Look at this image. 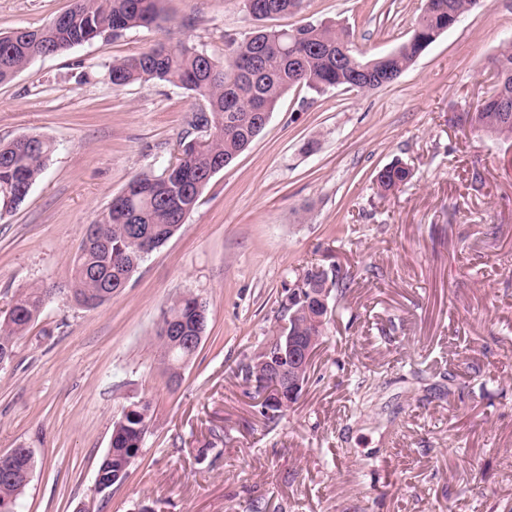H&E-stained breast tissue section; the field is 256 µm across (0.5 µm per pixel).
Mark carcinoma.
Here are the masks:
<instances>
[{"label":"carcinoma","instance_id":"1","mask_svg":"<svg viewBox=\"0 0 512 512\" xmlns=\"http://www.w3.org/2000/svg\"><path fill=\"white\" fill-rule=\"evenodd\" d=\"M417 20L421 35L411 36L398 49L368 58L350 38L347 29L333 22L301 24L291 29L257 28L251 36L228 43L220 62L184 41L160 42L131 57L112 60L108 77L120 87L134 82L159 80L190 91L199 108L189 125L198 130L212 125L214 133L194 144L186 134L178 143V154L166 169V178L150 172L134 175L112 199V207L97 224L103 244L82 249L73 258L76 303L104 304L112 293L123 289L145 261L147 249H157L184 223L196 207L211 178L215 164L230 163L264 126L260 114L274 112L289 89L304 86L319 94L343 86L370 90L396 80L419 56L448 30L449 15L462 17L480 5V0H429ZM160 0H72L64 11L65 23L48 24L28 33L18 29L0 35V83L11 80L28 67L33 55L54 56L96 40L116 39L136 28L158 25L162 18ZM243 11L262 21L278 15L298 14L304 0H242ZM350 43L349 55L337 57L336 44ZM495 89L512 102V40L503 41L493 60ZM456 123L496 140H512V116L499 105L484 99L457 115ZM31 145L21 150L10 142L0 144V216L16 210L23 198L21 189L31 190L55 151L54 144L40 136L29 137ZM413 177L407 164L395 160L376 175L377 194L408 183ZM50 292L29 288L13 299L0 316V350L15 348L32 323L40 316ZM197 297L184 294L174 298L163 311L158 337L161 363L172 371L196 351L172 348L164 337L165 327L182 336H192L198 318L192 308ZM293 317L295 335L319 345L326 328L316 321V311L296 312L281 302L280 318ZM280 383L272 378L255 387L262 398L261 414L275 425L297 399L278 397ZM151 421V405L146 400L125 406L112 429L110 448L99 462L97 474L108 487L123 484L133 464L131 457L142 451L138 443ZM33 456H21L0 464V504L20 512V496L32 472Z\"/></svg>","mask_w":512,"mask_h":512}]
</instances>
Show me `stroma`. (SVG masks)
Listing matches in <instances>:
<instances>
[{
	"label": "stroma",
	"mask_w": 512,
	"mask_h": 512,
	"mask_svg": "<svg viewBox=\"0 0 512 512\" xmlns=\"http://www.w3.org/2000/svg\"><path fill=\"white\" fill-rule=\"evenodd\" d=\"M71 0H0V33L39 28ZM160 27L36 59L0 83V141L56 151L0 218V312L30 287L49 303L0 367V454L31 449L21 512H512V141L453 126L491 90L512 0H484L387 86L295 87L216 173L128 285L87 310L71 294L86 229L189 131L190 92L120 88L113 59L172 38L223 59L256 26L241 0H163ZM424 0H306L269 27L333 21L374 57L412 35ZM413 171L379 197L377 173ZM480 172L482 183L472 181ZM348 282L303 391L268 426L240 374L276 332L289 284L313 266ZM207 308L171 383L161 312ZM152 419L129 478L94 493L124 406Z\"/></svg>",
	"instance_id": "1"
}]
</instances>
